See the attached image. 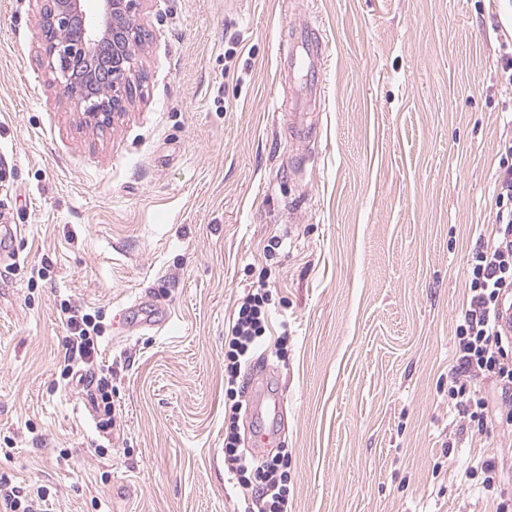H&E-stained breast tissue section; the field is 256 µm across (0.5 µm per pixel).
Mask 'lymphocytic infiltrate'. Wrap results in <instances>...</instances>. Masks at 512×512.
Returning <instances> with one entry per match:
<instances>
[{
    "label": "lymphocytic infiltrate",
    "mask_w": 512,
    "mask_h": 512,
    "mask_svg": "<svg viewBox=\"0 0 512 512\" xmlns=\"http://www.w3.org/2000/svg\"><path fill=\"white\" fill-rule=\"evenodd\" d=\"M491 242L474 248L468 259V302L454 335L457 368L448 398L470 427L512 430V334L497 325L502 305L512 301V139L504 141L491 202ZM269 294L256 288L240 302L224 340V454L240 486L253 490L260 512H288L291 481L287 456L254 457L242 448L238 421L242 367L264 343ZM67 338L62 379L87 383L99 427H112V382L97 361L103 328L98 315L62 305Z\"/></svg>",
    "instance_id": "obj_1"
}]
</instances>
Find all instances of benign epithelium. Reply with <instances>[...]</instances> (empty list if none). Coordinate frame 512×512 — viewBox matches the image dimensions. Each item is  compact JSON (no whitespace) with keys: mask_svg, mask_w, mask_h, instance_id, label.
<instances>
[{"mask_svg":"<svg viewBox=\"0 0 512 512\" xmlns=\"http://www.w3.org/2000/svg\"><path fill=\"white\" fill-rule=\"evenodd\" d=\"M136 2L103 0L96 26L86 24L82 0H50L41 14L47 67L89 126H111L140 87V65L128 55L139 40L129 19Z\"/></svg>","mask_w":512,"mask_h":512,"instance_id":"benign-epithelium-1","label":"benign epithelium"}]
</instances>
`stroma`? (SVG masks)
Returning a JSON list of instances; mask_svg holds the SVG:
<instances>
[{
  "mask_svg": "<svg viewBox=\"0 0 512 512\" xmlns=\"http://www.w3.org/2000/svg\"><path fill=\"white\" fill-rule=\"evenodd\" d=\"M43 4L0 0V225L22 227L0 263V479L51 512H242L224 338L262 285L280 413L239 427H276L291 512H495L464 473L512 432L467 427L448 380L512 135V0H139L144 81L105 129L51 81ZM299 26L329 69L302 142L279 54ZM138 298L170 321L121 332ZM64 301L101 318L109 431L60 379Z\"/></svg>",
  "mask_w": 512,
  "mask_h": 512,
  "instance_id": "1",
  "label": "stroma"
}]
</instances>
